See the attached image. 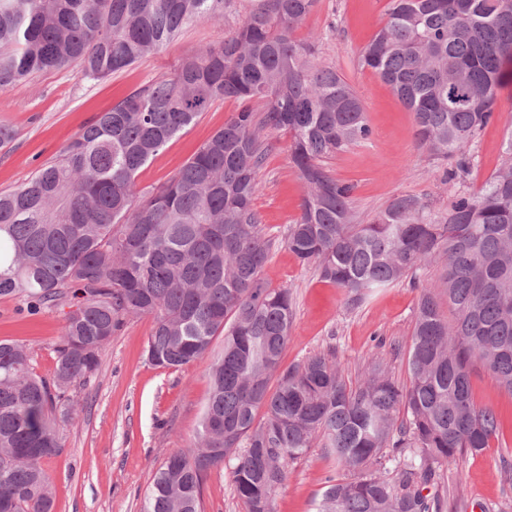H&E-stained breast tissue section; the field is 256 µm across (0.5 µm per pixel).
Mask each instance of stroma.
<instances>
[{"mask_svg":"<svg viewBox=\"0 0 512 512\" xmlns=\"http://www.w3.org/2000/svg\"><path fill=\"white\" fill-rule=\"evenodd\" d=\"M388 6L389 0H319L300 29L301 35L317 37L319 62L334 67L353 87L371 128L367 141L324 161L333 177L353 185L352 206L361 224L401 195L446 211L457 189L446 176V164L429 160L416 148L412 112L388 85L358 64ZM250 7V0H236L224 19L189 27L162 52L103 80H83L69 68L38 72L0 88V125L14 132L10 146L0 149V191L27 182L99 113L171 73L200 47L223 38ZM234 110V101L216 102L139 171L138 188L172 177ZM496 112L470 148L475 167L469 188H478L500 165L503 144L512 132V84L500 92ZM288 142L283 133L271 137L258 173L262 189L254 200L275 242L263 277L271 287L290 290L294 298L291 339L282 364L289 367L315 354H332L350 386L358 385L373 361L396 383L408 384V351L420 292L402 282L351 308L339 288L288 251L286 228L306 195L289 158ZM65 316L62 307L32 315L17 297H0V340L26 345L35 373L51 378ZM152 329L150 317L128 318L101 351L95 375L77 390L78 410L60 429L63 448L44 462L53 484V512H142L145 494L165 458L193 444L210 391L208 362L199 360L178 370L151 364L146 347ZM471 384L475 403L496 411L499 437L489 448L442 468L438 491L447 503L445 512H512V476L503 467L504 462L512 463V395L479 367ZM232 468L228 460L209 473L204 512H246ZM343 473L323 448L308 449L278 488L274 512H315L327 478Z\"/></svg>","mask_w":512,"mask_h":512,"instance_id":"obj_1","label":"stroma"}]
</instances>
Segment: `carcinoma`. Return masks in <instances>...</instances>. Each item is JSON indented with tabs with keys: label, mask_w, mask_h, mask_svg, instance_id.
Masks as SVG:
<instances>
[{
	"label": "carcinoma",
	"mask_w": 512,
	"mask_h": 512,
	"mask_svg": "<svg viewBox=\"0 0 512 512\" xmlns=\"http://www.w3.org/2000/svg\"><path fill=\"white\" fill-rule=\"evenodd\" d=\"M230 3L0 0V87L69 67L104 79L224 16ZM317 4L258 0L233 34L100 113L28 182L0 193V296L21 297L34 312L77 299L51 380L33 371L24 345L0 341V512H52L43 463L63 448L73 389L96 372L127 317H152L156 366L210 358L194 447L167 457L143 512H202L209 471L228 456L247 512H274L289 467L316 441L357 472L328 479L318 512H442L444 501L423 490L499 433L495 412L474 403L470 378L478 364L512 395V136L498 170L475 192L457 190L445 213L402 195L355 223L353 187L323 158L371 130L351 85L295 37ZM359 64L413 113L417 146L463 182L473 167L466 147L495 119L512 79V0H390ZM223 99L238 104L224 127L170 180L138 189L141 168ZM278 132L290 135L308 188L288 250L350 307L406 279L420 289L409 384L372 363L353 389L325 355L282 368L292 298L263 278L274 242L253 207L263 137ZM434 263L451 321L420 284ZM388 455L392 481L369 470Z\"/></svg>",
	"instance_id": "1"
}]
</instances>
